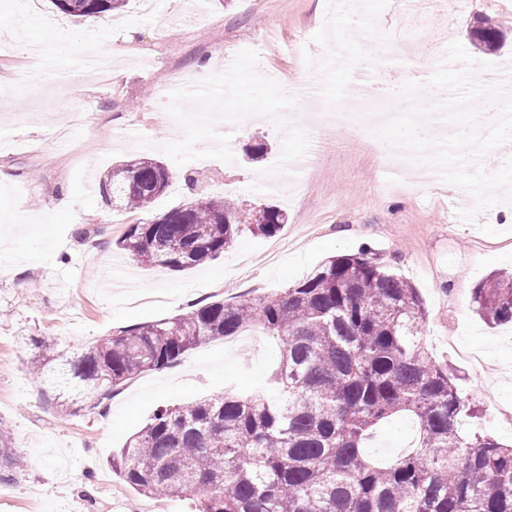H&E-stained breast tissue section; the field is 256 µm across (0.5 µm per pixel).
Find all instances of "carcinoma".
Instances as JSON below:
<instances>
[{
	"label": "carcinoma",
	"mask_w": 512,
	"mask_h": 512,
	"mask_svg": "<svg viewBox=\"0 0 512 512\" xmlns=\"http://www.w3.org/2000/svg\"><path fill=\"white\" fill-rule=\"evenodd\" d=\"M62 13L96 17L126 0H51ZM488 51L502 37L470 28ZM152 157L119 163L99 179L102 199L148 212L169 187ZM202 198L140 224L116 245L152 269L186 271L224 253L244 228L273 237L287 213ZM472 306L491 324L512 322V276L474 289ZM427 310L410 282L375 253L329 259L281 291L237 304L214 300L170 319L123 328L70 356L45 343L31 368L62 365L76 394L98 406L139 374L168 367L212 341L258 331L280 340L278 367L249 394L232 388L164 406L112 456L119 478L148 499L181 495L197 512H512V444L461 429L464 403L448 366L422 336ZM398 414L417 429L411 449L389 461L365 452L373 429ZM24 472L0 422V482Z\"/></svg>",
	"instance_id": "obj_1"
}]
</instances>
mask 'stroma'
<instances>
[{
  "label": "stroma",
  "mask_w": 512,
  "mask_h": 512,
  "mask_svg": "<svg viewBox=\"0 0 512 512\" xmlns=\"http://www.w3.org/2000/svg\"><path fill=\"white\" fill-rule=\"evenodd\" d=\"M493 22L504 45L472 50L479 62L512 66V0H424L407 20L394 0H129L111 30L65 15L51 0H0V421L26 465L19 482L0 483V512H143L147 501L112 470V456L156 409L188 404L225 387L248 392L276 366L279 345L265 336L230 351L217 341L177 364L145 372L98 407L63 412L34 375L35 341L79 353L119 328L175 316L193 303L232 304L290 287L332 257L362 249L379 255L416 288L428 318L424 338L447 362L470 416L466 428L512 441L490 415L485 385L512 398V326H487L470 307L473 288L512 272V206L462 222L464 189L436 178L405 183L380 157L372 131L345 126L319 137V163L282 169L283 156L308 146L285 113L310 72L323 95L343 96L359 80H388L420 95L407 59L468 43L467 29ZM418 34L401 59L375 62L381 39ZM72 46L55 48L59 30ZM211 67L187 88L174 71ZM271 149L248 162L245 145ZM150 155L171 174L151 212L103 202L95 181L112 165ZM68 195L69 212L52 198ZM200 195L242 204L268 202L288 222L277 237L243 231L224 255L193 270H149L116 251L126 225ZM492 358L485 382L448 349L449 331ZM415 432L398 415L380 425L372 456L399 453Z\"/></svg>",
  "instance_id": "35a3bbf8"
}]
</instances>
